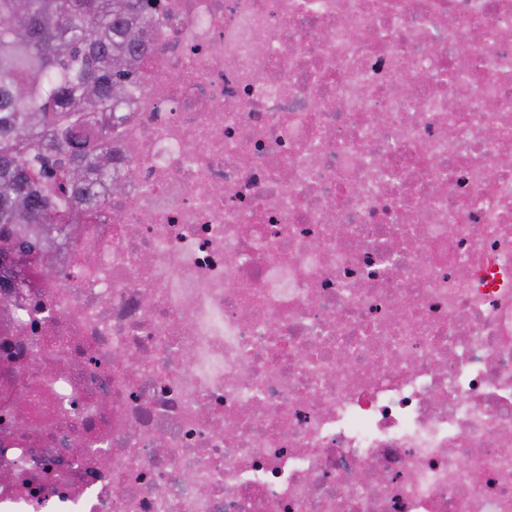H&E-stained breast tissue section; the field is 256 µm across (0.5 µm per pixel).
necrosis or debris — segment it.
Listing matches in <instances>:
<instances>
[{
	"label": "necrosis or debris",
	"instance_id": "4bbe7bcc",
	"mask_svg": "<svg viewBox=\"0 0 512 512\" xmlns=\"http://www.w3.org/2000/svg\"><path fill=\"white\" fill-rule=\"evenodd\" d=\"M146 38L121 189L0 292V512H512V0Z\"/></svg>",
	"mask_w": 512,
	"mask_h": 512
}]
</instances>
